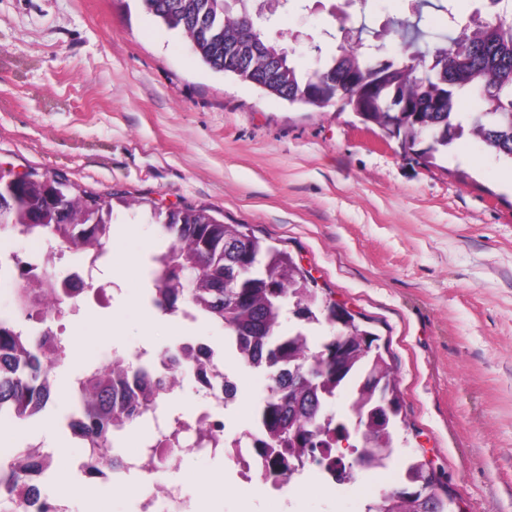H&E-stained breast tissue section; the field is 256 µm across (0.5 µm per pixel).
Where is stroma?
<instances>
[{
	"mask_svg": "<svg viewBox=\"0 0 512 512\" xmlns=\"http://www.w3.org/2000/svg\"><path fill=\"white\" fill-rule=\"evenodd\" d=\"M415 0H300L262 30L297 69L335 54L349 33H383ZM0 165L65 176L112 199L108 255L139 266L159 251L161 214L205 209L291 254L321 296L379 338L406 412L386 470L343 490L308 481L273 501L263 483L240 496L220 457L184 456L152 476L176 484L193 512H360L397 485L402 465L430 462L462 512H512V184L506 163L465 137L428 166L351 112L317 109L213 71L139 0H0ZM64 318L69 343L47 406L0 434V461L40 444L56 465L43 495L90 512L78 488L84 454L72 437L75 381L121 347L161 350L187 338L237 374L235 429L255 430L268 380L205 319L146 302L148 274Z\"/></svg>",
	"mask_w": 512,
	"mask_h": 512,
	"instance_id": "stroma-1",
	"label": "stroma"
}]
</instances>
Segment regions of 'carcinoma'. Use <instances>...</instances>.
Instances as JSON below:
<instances>
[{
    "mask_svg": "<svg viewBox=\"0 0 512 512\" xmlns=\"http://www.w3.org/2000/svg\"><path fill=\"white\" fill-rule=\"evenodd\" d=\"M254 0H141L143 9L179 31L212 69L240 59L262 74L268 93L318 109L352 112L365 128L376 127L400 141L404 150L434 165L456 141L472 136L497 158L512 161V17L502 0H487L490 12H448L450 34L429 55L419 54L422 37L408 20L393 24L402 60L381 58L382 44L347 39L339 55L317 57L299 72L288 57L274 59L281 45L263 35ZM483 94L484 111H457V91ZM0 229L28 239L42 237L67 245L76 254L104 252L112 232V203L74 192L60 178L35 172L17 176L0 167ZM169 244L150 257L153 303L164 314L179 304L224 328V335L245 364L262 368L268 391L260 401L257 429L285 465L271 475L274 486L290 482L286 461L295 456L330 453L345 441L350 456L370 468L386 465L374 448H394L405 423L403 401L392 366L376 336L354 314L319 296L306 272L286 252L264 244L242 224H224L204 209L173 211L161 223ZM14 313L0 314V411L34 405L42 411L52 396L50 376L67 357L68 343L52 328L43 329L51 355L25 339L21 320L30 321L38 297L52 288L25 281L12 290ZM299 321L296 332L278 331L284 305ZM327 323L333 333L313 346L306 330ZM148 367L125 356L94 366L76 380L80 431L94 460L105 457L116 433L155 412L170 393L165 385L141 395L125 378L143 379ZM359 434L338 419L330 405L348 387ZM45 471L40 458L23 448L0 464V496L10 504L42 499L36 479ZM408 477L366 505L365 512H448V490L429 463L406 464Z\"/></svg>",
    "mask_w": 512,
    "mask_h": 512,
    "instance_id": "1",
    "label": "carcinoma"
}]
</instances>
